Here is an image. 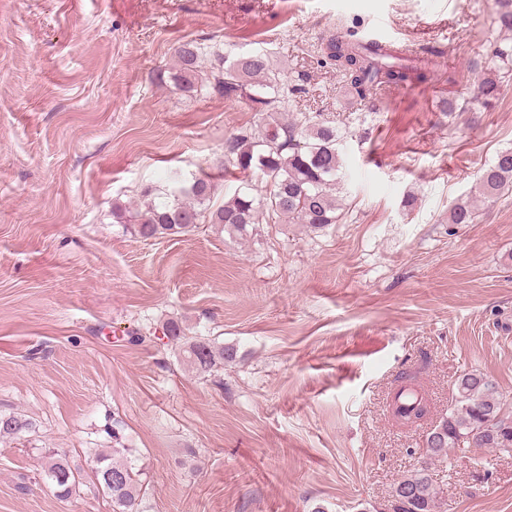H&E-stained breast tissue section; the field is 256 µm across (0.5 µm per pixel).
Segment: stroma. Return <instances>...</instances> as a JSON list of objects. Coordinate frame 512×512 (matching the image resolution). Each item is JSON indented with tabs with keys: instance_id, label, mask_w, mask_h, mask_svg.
I'll use <instances>...</instances> for the list:
<instances>
[{
	"instance_id": "35a3bbf8",
	"label": "stroma",
	"mask_w": 512,
	"mask_h": 512,
	"mask_svg": "<svg viewBox=\"0 0 512 512\" xmlns=\"http://www.w3.org/2000/svg\"><path fill=\"white\" fill-rule=\"evenodd\" d=\"M497 0H0V512H112L92 449L128 448L138 512H389L457 378L512 399V196L448 221L512 148V81L492 66ZM386 25L433 53L426 79L358 98L331 38ZM266 50L303 112L346 134L343 218L314 233L211 224L145 240L112 221L168 172L222 179L224 142L260 114L168 79L184 41ZM483 61L472 71L470 60ZM469 99L448 117L444 102ZM233 347L198 374L162 327ZM416 377L430 413L396 424ZM83 479L63 500L46 456ZM435 512H512V454L432 469ZM492 56L501 65L500 69L503 70L501 74L496 77L483 78L474 89L476 98L480 99H494L497 98L504 86L506 78L509 77L512 71V40L505 38L497 41L492 49ZM510 72V74H509Z\"/></svg>"
}]
</instances>
